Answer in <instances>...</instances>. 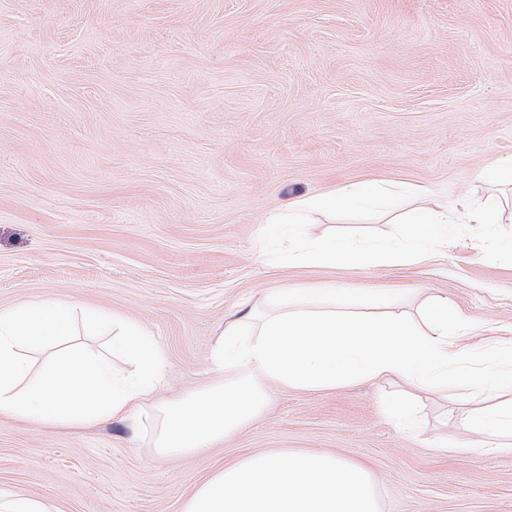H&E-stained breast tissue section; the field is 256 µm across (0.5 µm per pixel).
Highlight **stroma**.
Here are the masks:
<instances>
[{
	"mask_svg": "<svg viewBox=\"0 0 512 512\" xmlns=\"http://www.w3.org/2000/svg\"><path fill=\"white\" fill-rule=\"evenodd\" d=\"M512 158V0H0V307L54 300L146 329L177 400L210 379L216 332L275 288L448 294L512 341V265L469 237L427 262L283 269L258 231L363 179L498 200ZM412 401L404 427L389 401ZM481 397L399 381L272 388L212 448L163 455L136 417L84 428L0 418V487L58 512H182L224 462L320 451L368 465L380 512H512V453L436 449Z\"/></svg>",
	"mask_w": 512,
	"mask_h": 512,
	"instance_id": "obj_1",
	"label": "stroma"
}]
</instances>
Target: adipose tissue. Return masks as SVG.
I'll return each instance as SVG.
<instances>
[{"mask_svg":"<svg viewBox=\"0 0 512 512\" xmlns=\"http://www.w3.org/2000/svg\"><path fill=\"white\" fill-rule=\"evenodd\" d=\"M108 325L110 352L71 346L48 353L32 372L28 350L49 337ZM472 326L448 296L428 295L418 313L370 288H279L225 321L210 355L211 385L181 401L149 407L164 381L160 346L139 325L103 311L45 301L0 308V417L32 426L89 425L148 413L153 444L171 454L199 452L245 428L266 407L270 385L332 390L366 380H400L418 391L466 389L488 374L510 393L472 416L466 452L512 451V347L465 351ZM122 355L134 373L116 369ZM183 512H379L365 465L320 452L262 453L225 462L187 500Z\"/></svg>","mask_w":512,"mask_h":512,"instance_id":"obj_1","label":"adipose tissue"}]
</instances>
